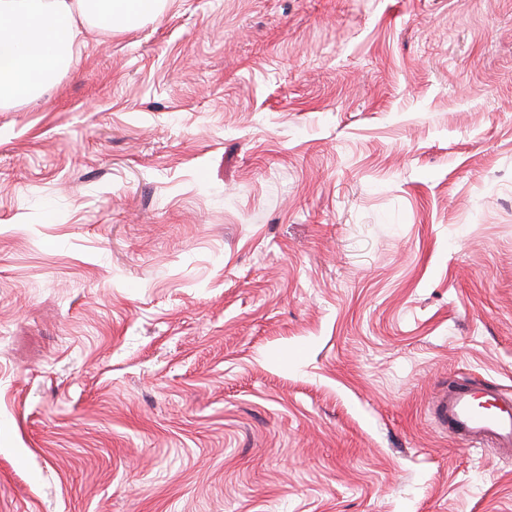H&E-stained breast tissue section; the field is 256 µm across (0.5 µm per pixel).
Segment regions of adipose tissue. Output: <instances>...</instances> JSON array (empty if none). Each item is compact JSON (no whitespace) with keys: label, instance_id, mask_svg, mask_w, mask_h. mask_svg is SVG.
Instances as JSON below:
<instances>
[{"label":"adipose tissue","instance_id":"adipose-tissue-1","mask_svg":"<svg viewBox=\"0 0 512 512\" xmlns=\"http://www.w3.org/2000/svg\"><path fill=\"white\" fill-rule=\"evenodd\" d=\"M155 0H0V107L31 101L57 75L81 27H112Z\"/></svg>","mask_w":512,"mask_h":512}]
</instances>
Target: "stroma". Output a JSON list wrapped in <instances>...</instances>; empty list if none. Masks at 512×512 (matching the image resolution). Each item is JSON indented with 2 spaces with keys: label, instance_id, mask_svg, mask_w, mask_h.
<instances>
[{
  "label": "stroma",
  "instance_id": "obj_1",
  "mask_svg": "<svg viewBox=\"0 0 512 512\" xmlns=\"http://www.w3.org/2000/svg\"><path fill=\"white\" fill-rule=\"evenodd\" d=\"M512 0H157L0 109V512H512ZM491 400L492 410L478 405V398ZM436 422L465 441L469 448H482L490 441L498 448L512 447V396L497 397L473 384H461L436 393L431 401Z\"/></svg>",
  "mask_w": 512,
  "mask_h": 512
}]
</instances>
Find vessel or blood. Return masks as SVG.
<instances>
[{
  "label": "vessel or blood",
  "mask_w": 512,
  "mask_h": 512,
  "mask_svg": "<svg viewBox=\"0 0 512 512\" xmlns=\"http://www.w3.org/2000/svg\"><path fill=\"white\" fill-rule=\"evenodd\" d=\"M483 389L461 384L436 393L431 401L439 425L465 441L472 448L496 442L498 447H512V396L493 397L491 408L479 406Z\"/></svg>",
  "instance_id": "vessel-or-blood-1"
}]
</instances>
